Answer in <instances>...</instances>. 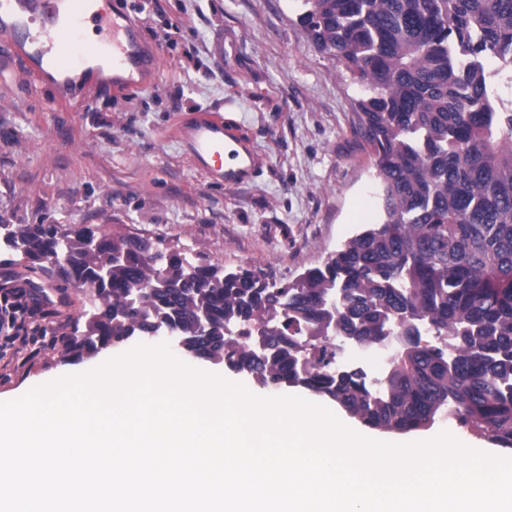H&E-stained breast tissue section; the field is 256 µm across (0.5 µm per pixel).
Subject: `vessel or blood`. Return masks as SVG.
Instances as JSON below:
<instances>
[{"label":"vessel or blood","mask_w":512,"mask_h":512,"mask_svg":"<svg viewBox=\"0 0 512 512\" xmlns=\"http://www.w3.org/2000/svg\"><path fill=\"white\" fill-rule=\"evenodd\" d=\"M92 0H0V52L21 58L58 103L77 85L124 94L156 80L160 65L128 14L91 10ZM184 136L189 153L220 185L244 182L257 165L248 143L216 112L198 113Z\"/></svg>","instance_id":"b4317fda"}]
</instances>
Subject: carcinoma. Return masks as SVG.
<instances>
[{
    "label": "carcinoma",
    "mask_w": 512,
    "mask_h": 512,
    "mask_svg": "<svg viewBox=\"0 0 512 512\" xmlns=\"http://www.w3.org/2000/svg\"><path fill=\"white\" fill-rule=\"evenodd\" d=\"M314 48L362 89L381 222L321 266L277 286L255 269L206 263L106 235L25 224L4 235L58 288H89L98 319L83 352L171 326L183 350L300 387L362 424L406 434L448 417L512 449V0H302ZM497 67L490 71L486 61ZM122 258L112 261V253ZM206 319L208 333L200 331ZM387 345L379 384L338 363L334 340Z\"/></svg>",
    "instance_id": "cac0c4a2"
}]
</instances>
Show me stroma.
<instances>
[{
  "label": "stroma",
  "instance_id": "obj_1",
  "mask_svg": "<svg viewBox=\"0 0 512 512\" xmlns=\"http://www.w3.org/2000/svg\"><path fill=\"white\" fill-rule=\"evenodd\" d=\"M109 2L136 21L159 76L56 106L17 62L0 61V224H95L285 285L377 222L375 170L356 132L361 89L311 45L301 0ZM204 111L221 113L259 158L245 182L214 184L187 156L178 126ZM0 279L43 285L25 322L46 331L0 355V402L160 343L136 337L72 358L66 340L85 330L91 294L58 290L55 269L31 271L5 247Z\"/></svg>",
  "mask_w": 512,
  "mask_h": 512
}]
</instances>
